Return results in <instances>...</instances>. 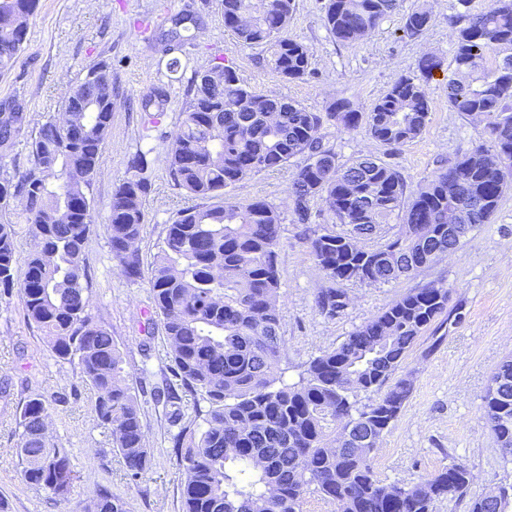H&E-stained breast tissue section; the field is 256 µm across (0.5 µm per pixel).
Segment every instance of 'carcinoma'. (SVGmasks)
<instances>
[{
	"mask_svg": "<svg viewBox=\"0 0 512 512\" xmlns=\"http://www.w3.org/2000/svg\"><path fill=\"white\" fill-rule=\"evenodd\" d=\"M451 17L452 60L448 110L484 124L487 140L448 161L415 184L373 154L342 161L326 141V125L351 133L361 128L391 152L418 137L429 117L428 84L443 70L437 53L422 55L416 71L401 76L368 112L339 98L311 112L282 96L260 94L235 70L204 82L194 69L178 123L169 137L171 182L207 204L181 209L164 225L149 279L155 313L162 319L175 382L163 392L182 470L183 512H302L306 495L318 494L337 512H432L436 500L468 496L474 476L453 461L411 485L388 484L370 464L369 437L380 438L398 419L410 391L395 377L421 334L447 312L448 289L409 291L352 331L337 347L309 361L298 382L278 376L283 358L277 300L282 212L263 199L230 191L251 176L299 160L292 173L289 211L295 224L312 223L316 202L333 223L306 228L311 256L327 279L389 284L409 277L450 251L465 233L448 222L487 224L512 186V0H490L479 12L470 0ZM224 27L243 47H260L277 77L298 80L310 66L309 47L288 36L295 0H221ZM38 0H0V73L9 70L26 41ZM400 0H328L324 26L342 45L373 34ZM426 0L403 16V31L422 36L430 26ZM502 57L492 68L488 54ZM112 69L90 67L65 96V124L47 119L35 127L31 166L8 171L0 164V212L18 197L20 217L33 244L17 249L14 225L0 222V295L17 292L26 316L60 360L77 362L95 389L98 421L110 427L128 480L146 474L153 455L143 412L129 383L126 360L112 334L89 314L85 248L95 231L90 200L112 125ZM32 119L0 112V146L27 132ZM150 151L136 150L112 191L103 225L121 273L141 275L137 243L145 224L144 200L152 186ZM397 219L409 233L393 238ZM341 229H336V226ZM377 241L369 246L367 242ZM22 277H17L19 265ZM346 293L325 288L320 313L333 317ZM201 396L185 417L177 388ZM375 394L361 405L357 393ZM484 411L503 458H512V359L504 360L484 396ZM51 413L41 395L28 397L19 419L22 478L34 489L57 492L71 480L68 452L49 435ZM500 510L485 494L470 498L468 512ZM83 512H129L119 494L101 491Z\"/></svg>",
	"mask_w": 512,
	"mask_h": 512,
	"instance_id": "cac0c4a2",
	"label": "carcinoma"
}]
</instances>
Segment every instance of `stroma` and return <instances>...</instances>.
Here are the masks:
<instances>
[{
	"instance_id": "35a3bbf8",
	"label": "stroma",
	"mask_w": 512,
	"mask_h": 512,
	"mask_svg": "<svg viewBox=\"0 0 512 512\" xmlns=\"http://www.w3.org/2000/svg\"><path fill=\"white\" fill-rule=\"evenodd\" d=\"M412 2L403 0L402 10L386 18L367 40L343 46L323 24L326 0H296L288 34L307 44L311 65L303 78L284 81L263 63L261 49L237 44L224 26L219 0H39L13 67L0 75V112L18 108L39 120L59 115L66 93L90 66L104 62L112 67L118 95L103 169L90 190L97 229L85 249L92 282L89 313L111 332L124 354L130 384L144 408L153 465L139 484L129 483L109 430L97 422L92 386L76 364L54 357L42 333L27 320L20 296L2 298L0 499L7 512H78L104 489L121 494L130 512H182V473L170 442L172 428L155 404L157 391L170 377L169 348L152 308L148 276L165 224L191 204L169 178L166 140L175 128L191 72L209 69L220 57L256 91L276 93L314 112L346 97L366 112L400 76L414 71L424 53L452 55L449 20L459 10L457 0H429L432 22L417 39L402 30V11ZM186 12L198 21L193 38L182 40L178 53L189 67L170 73L160 63V38ZM447 83L445 73L435 75L429 84L425 129L396 152H388L361 130L344 133L331 127L327 139L342 160L370 152L399 169L407 181L418 182L438 161L485 139L481 124L449 111ZM165 85L170 94L154 128L141 104ZM139 145L152 150L154 178L138 242L143 276L133 281L113 261L102 226L113 186ZM291 173L288 166L257 173L235 193L286 208ZM304 230V225L283 221L277 250L283 380L298 382L311 358L338 346L410 289L429 283L444 286L450 291L449 307H461L465 319L452 326L439 318L408 353L401 373L410 379L411 392L372 453L375 473L384 482L407 485L455 460L471 469L473 492L512 484V462L503 460L483 407L492 375L512 355V190L491 222L443 260L390 284L343 283L349 304L333 317L315 306L328 280L309 253ZM34 393L48 398L50 431L67 448L75 474L67 492L59 495L32 489L21 478L18 418Z\"/></svg>"
}]
</instances>
